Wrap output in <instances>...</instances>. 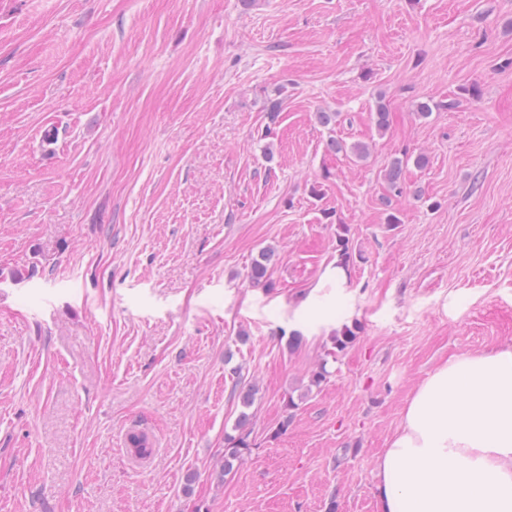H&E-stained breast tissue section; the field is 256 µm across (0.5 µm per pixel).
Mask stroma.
<instances>
[{
  "label": "stroma",
  "mask_w": 512,
  "mask_h": 512,
  "mask_svg": "<svg viewBox=\"0 0 512 512\" xmlns=\"http://www.w3.org/2000/svg\"><path fill=\"white\" fill-rule=\"evenodd\" d=\"M506 345L512 0H0V512H378L418 383ZM340 230L337 235L338 247H340L338 249L339 261L332 263L326 268L319 283L320 287L323 288L327 286L329 288H336V292H340L343 288L347 287L348 271L345 267L349 266L350 261L353 260L352 252L349 248V239L346 237L349 230L345 224H340ZM274 256V251L270 248H267L264 249L261 254H259L258 259L253 261L248 273V277L252 283H263L264 285L269 283L270 269L274 260ZM250 414L241 411L234 426L236 435L227 434L224 438V475L230 474L234 464L243 460L252 448L250 431L247 426L250 421Z\"/></svg>",
  "instance_id": "obj_1"
}]
</instances>
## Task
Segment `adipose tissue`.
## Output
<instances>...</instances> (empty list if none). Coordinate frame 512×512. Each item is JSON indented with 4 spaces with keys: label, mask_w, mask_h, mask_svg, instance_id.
<instances>
[{
    "label": "adipose tissue",
    "mask_w": 512,
    "mask_h": 512,
    "mask_svg": "<svg viewBox=\"0 0 512 512\" xmlns=\"http://www.w3.org/2000/svg\"><path fill=\"white\" fill-rule=\"evenodd\" d=\"M374 472L379 512H512V346L430 372Z\"/></svg>",
    "instance_id": "adipose-tissue-1"
}]
</instances>
